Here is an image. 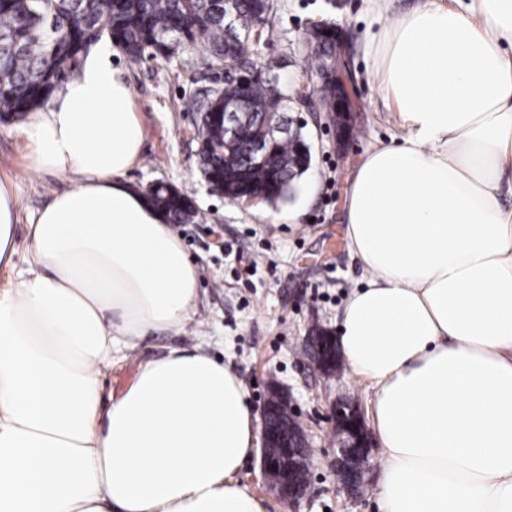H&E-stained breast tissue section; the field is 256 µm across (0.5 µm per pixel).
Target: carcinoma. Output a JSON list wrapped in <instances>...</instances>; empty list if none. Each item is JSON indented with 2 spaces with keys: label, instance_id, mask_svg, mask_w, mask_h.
Returning a JSON list of instances; mask_svg holds the SVG:
<instances>
[{
  "label": "carcinoma",
  "instance_id": "cac0c4a2",
  "mask_svg": "<svg viewBox=\"0 0 512 512\" xmlns=\"http://www.w3.org/2000/svg\"><path fill=\"white\" fill-rule=\"evenodd\" d=\"M276 8L275 0H0V116L43 105L105 37L135 62L169 58L176 41L203 45L213 63H250ZM13 43L20 49L12 50ZM294 101L275 77L246 88L226 79L196 98L197 156L213 190L227 197L247 190L270 204L287 195L304 174L302 151L298 140L270 139L264 130L267 112ZM228 109L243 124L234 139L224 132ZM147 197L172 224L203 220L186 195L163 182L150 186Z\"/></svg>",
  "mask_w": 512,
  "mask_h": 512
}]
</instances>
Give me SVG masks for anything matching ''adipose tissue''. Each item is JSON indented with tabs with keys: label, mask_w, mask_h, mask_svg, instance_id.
Returning <instances> with one entry per match:
<instances>
[{
	"label": "adipose tissue",
	"mask_w": 512,
	"mask_h": 512,
	"mask_svg": "<svg viewBox=\"0 0 512 512\" xmlns=\"http://www.w3.org/2000/svg\"><path fill=\"white\" fill-rule=\"evenodd\" d=\"M385 26L372 74L405 137L362 156L346 236L366 265L337 343L375 386L384 512H512V0H419ZM104 41L24 121L30 166L79 181L18 230L0 181V512H263L235 479L256 416L201 348L144 361L118 399L116 345L186 323L198 271L124 177L144 130Z\"/></svg>",
	"instance_id": "1"
}]
</instances>
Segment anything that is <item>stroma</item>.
<instances>
[{"label":"stroma","mask_w":512,"mask_h":512,"mask_svg":"<svg viewBox=\"0 0 512 512\" xmlns=\"http://www.w3.org/2000/svg\"><path fill=\"white\" fill-rule=\"evenodd\" d=\"M276 16L252 51L259 71L278 78L289 92L306 90L311 57L302 45L306 25L325 20L340 25L351 47L356 110L345 133L325 113L298 106L312 165L291 198L276 205L242 206L214 192L195 156L194 91L209 84L212 70L202 47L188 45L170 59L113 58L130 84L144 128L141 161L124 177L138 189L162 181L188 196L206 219L174 230L199 270L197 297L189 321L175 331L156 330L132 350L112 355L103 378L105 393L119 396L147 359L168 347L202 346L247 385L255 411H262L272 386L291 396L294 414L311 443L308 489L299 512H380L377 470L380 446H373L371 474L359 497L340 488L331 466L336 436L330 420L334 402L348 400L370 412L375 388L349 368L324 377L306 355L310 329L335 330L349 292L367 271L345 241V201L361 156L375 146L397 145L403 130L385 93L371 75L374 35L384 27L368 0H276ZM0 177L19 201L26 224L75 179L33 171L15 120L0 121ZM237 482L260 499L264 512H290L267 487L259 455H252Z\"/></svg>","instance_id":"stroma-1"}]
</instances>
